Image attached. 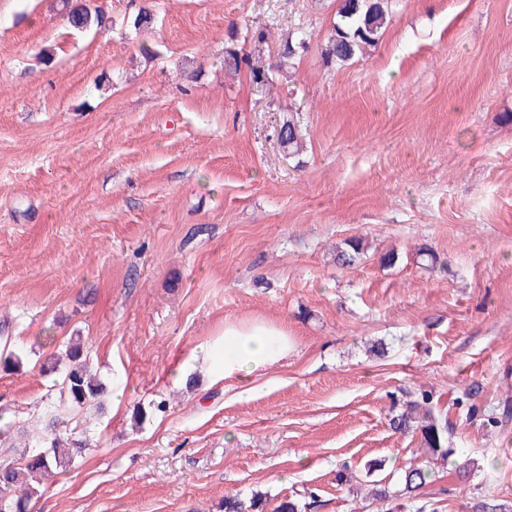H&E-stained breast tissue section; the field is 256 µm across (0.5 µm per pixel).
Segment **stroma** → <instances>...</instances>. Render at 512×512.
<instances>
[{"instance_id":"stroma-1","label":"stroma","mask_w":512,"mask_h":512,"mask_svg":"<svg viewBox=\"0 0 512 512\" xmlns=\"http://www.w3.org/2000/svg\"><path fill=\"white\" fill-rule=\"evenodd\" d=\"M91 4L106 35L59 0H0V344L25 355L0 371V458L35 444L62 379L41 367L70 338L124 384L70 411L90 445L33 512L306 488V512L512 507V0H392L378 44L332 66L336 0ZM256 317L295 352L252 391L210 381L199 348ZM424 391L455 453L408 499L426 460L389 420ZM62 11L67 16V20L71 26L76 29H86L91 25L92 22H96V26L99 30L105 29L106 24L103 17L98 13L92 16L91 11L86 5H74L72 0H61ZM430 471L423 466H410L404 470L402 492L408 498L416 497L417 492L430 483Z\"/></svg>"}]
</instances>
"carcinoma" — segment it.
I'll return each instance as SVG.
<instances>
[{
    "label": "carcinoma",
    "mask_w": 512,
    "mask_h": 512,
    "mask_svg": "<svg viewBox=\"0 0 512 512\" xmlns=\"http://www.w3.org/2000/svg\"><path fill=\"white\" fill-rule=\"evenodd\" d=\"M62 11L71 26L84 29L96 23L98 29L106 28L103 17L92 14L87 6L75 5L72 0H61ZM389 0H340L337 8L339 21L334 23L327 37L324 50L328 63H345L366 48L376 45L387 25ZM279 142L290 149L299 145L298 129L290 121L279 128ZM360 244L348 242V248L337 251L336 262L350 266L356 261ZM68 360L60 384V402L70 408L88 405L106 392V386L87 373L84 342L76 339L68 342L65 350ZM428 393L410 400L406 407L390 419V425L398 432L420 434L425 453L432 458L448 459L452 449L448 448V423L438 419L431 406ZM75 430L65 424L61 408L51 411L45 436L37 445L26 450L16 459L0 460V512H30V503L39 490L29 482L35 472H50L71 463L86 447V443L73 438ZM430 471L423 466H410L404 470L403 494L410 498L430 483ZM265 503L257 495L250 498L228 497L224 499V512H263Z\"/></svg>",
    "instance_id": "cac0c4a2"
}]
</instances>
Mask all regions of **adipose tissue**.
Segmentation results:
<instances>
[{
  "instance_id": "ef3b65f1",
  "label": "adipose tissue",
  "mask_w": 512,
  "mask_h": 512,
  "mask_svg": "<svg viewBox=\"0 0 512 512\" xmlns=\"http://www.w3.org/2000/svg\"><path fill=\"white\" fill-rule=\"evenodd\" d=\"M296 349L288 328L275 320L225 321L219 337L204 348L210 374L251 384L269 368L287 360Z\"/></svg>"
}]
</instances>
